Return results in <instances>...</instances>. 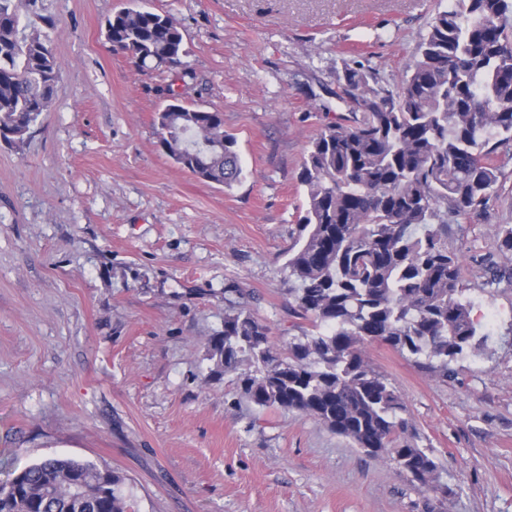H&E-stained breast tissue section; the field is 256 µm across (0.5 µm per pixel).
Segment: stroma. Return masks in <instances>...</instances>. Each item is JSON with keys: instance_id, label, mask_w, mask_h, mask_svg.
Here are the masks:
<instances>
[{"instance_id": "1", "label": "stroma", "mask_w": 512, "mask_h": 512, "mask_svg": "<svg viewBox=\"0 0 512 512\" xmlns=\"http://www.w3.org/2000/svg\"><path fill=\"white\" fill-rule=\"evenodd\" d=\"M147 3L186 54L138 69L105 21ZM438 0H38L62 89L0 140V460L68 457L120 474L130 512H512V290L478 289L512 224V142L496 193L449 238L473 314L500 316L448 379L369 344L448 486L418 490L315 420L242 395L208 341L250 311L278 349L310 323L289 291L310 141L352 112L344 74L397 92ZM219 111L243 178L181 170L159 144L169 93ZM241 289L237 298L227 291Z\"/></svg>"}]
</instances>
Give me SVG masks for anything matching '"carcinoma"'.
I'll return each instance as SVG.
<instances>
[{
    "label": "carcinoma",
    "instance_id": "obj_1",
    "mask_svg": "<svg viewBox=\"0 0 512 512\" xmlns=\"http://www.w3.org/2000/svg\"><path fill=\"white\" fill-rule=\"evenodd\" d=\"M22 19L18 0H0V138H22L60 91L51 47L54 21ZM105 37L139 66L162 67L185 54L173 18L124 8ZM373 75L345 73L359 111L311 141L301 175L307 205L288 248V280L315 332L278 352L270 328L250 312L224 314L208 352L238 373L257 407L310 417L374 458L395 462L421 488L450 495L421 444L406 405L367 361L381 343L425 372L448 378L451 363L482 341L462 283V256L448 249L456 219L486 208L501 175L498 145L512 141V0H451L438 9L419 58L397 93ZM159 143L173 162L226 187L244 175L224 116L177 95L156 116ZM497 249L512 256V225ZM479 289L512 288V264L482 259ZM115 472L70 458L13 469L0 483V512H128Z\"/></svg>",
    "mask_w": 512,
    "mask_h": 512
}]
</instances>
